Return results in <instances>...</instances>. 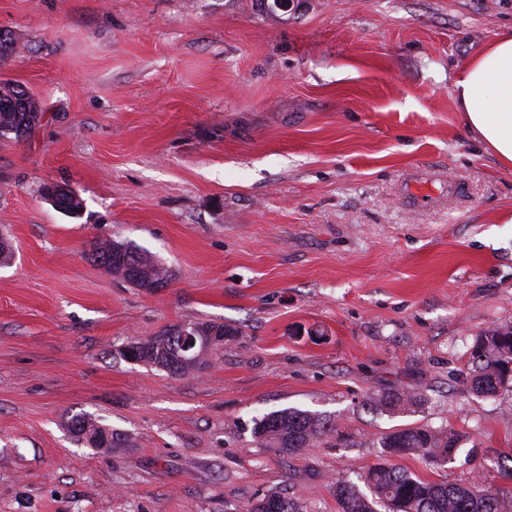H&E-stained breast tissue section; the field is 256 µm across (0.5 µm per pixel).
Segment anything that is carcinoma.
Here are the masks:
<instances>
[{
    "instance_id": "obj_1",
    "label": "carcinoma",
    "mask_w": 512,
    "mask_h": 512,
    "mask_svg": "<svg viewBox=\"0 0 512 512\" xmlns=\"http://www.w3.org/2000/svg\"><path fill=\"white\" fill-rule=\"evenodd\" d=\"M41 108L30 92L19 84L0 86V136L14 131L28 134L41 120ZM59 192V210L76 214L80 200L63 186L45 188ZM91 257L96 265L144 290L154 291L166 284L170 271L153 261L138 248L118 242H98ZM174 329H166L149 338L151 366L173 377L200 370L207 360L195 365H183L176 359L179 342ZM472 364L471 391L491 397L502 387L503 368L512 364V329H489L477 337L470 349ZM420 397L406 391L392 390L374 394L367 404L387 412L414 406ZM70 432L80 441L94 447V439L107 435L105 447H112L114 433L83 416L70 419ZM336 432L331 418L309 411L280 410L264 414L255 421L252 436L255 441L282 454H294L310 448ZM467 436L446 427L425 425L394 429L379 441L385 461L370 466L357 481L336 480L335 496L341 512H512V491L476 483L449 484L427 480L387 462L389 457L417 455L425 463L442 468L456 460Z\"/></svg>"
}]
</instances>
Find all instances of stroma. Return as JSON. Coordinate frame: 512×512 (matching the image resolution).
<instances>
[{
  "label": "stroma",
  "mask_w": 512,
  "mask_h": 512,
  "mask_svg": "<svg viewBox=\"0 0 512 512\" xmlns=\"http://www.w3.org/2000/svg\"><path fill=\"white\" fill-rule=\"evenodd\" d=\"M512 27V0H0V83L43 111L0 138V512H245L282 492L340 512L336 480L385 433L446 426L455 462L397 466L499 485L512 391L474 395L469 350L512 328V169L470 135L454 75ZM70 189L78 214L44 186ZM145 250L150 293L95 242ZM236 339L172 377L123 356L174 325ZM420 405L387 414L369 395ZM295 408L335 435L283 455L254 420ZM117 434L77 442L72 415ZM91 257L96 265L143 291H156L159 284H166L171 278L167 268L129 244L98 242L93 246ZM120 258H124L126 264L131 266V274L121 273V263L117 264ZM420 400L421 397L410 392L392 390L387 393L369 396L367 404L376 410L384 408L385 411L390 412L407 406L417 405Z\"/></svg>",
  "instance_id": "obj_1"
}]
</instances>
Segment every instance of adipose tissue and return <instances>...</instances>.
I'll return each instance as SVG.
<instances>
[{
  "mask_svg": "<svg viewBox=\"0 0 512 512\" xmlns=\"http://www.w3.org/2000/svg\"><path fill=\"white\" fill-rule=\"evenodd\" d=\"M454 88L467 130L500 167L512 169V28L464 64Z\"/></svg>",
  "mask_w": 512,
  "mask_h": 512,
  "instance_id": "obj_1",
  "label": "adipose tissue"
}]
</instances>
